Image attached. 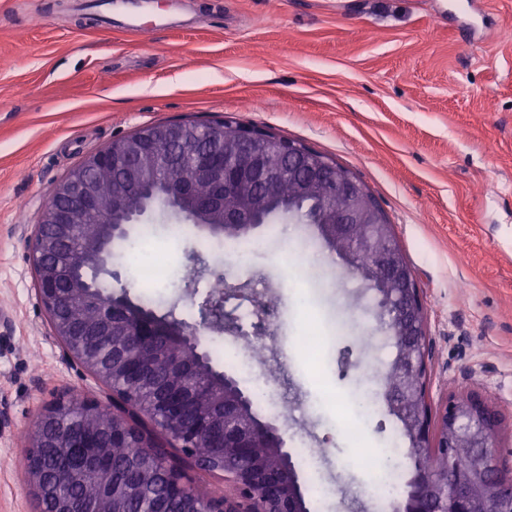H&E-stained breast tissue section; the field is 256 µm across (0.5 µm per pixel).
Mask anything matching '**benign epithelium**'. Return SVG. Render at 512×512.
I'll return each mask as SVG.
<instances>
[{
	"label": "benign epithelium",
	"instance_id": "7a95c632",
	"mask_svg": "<svg viewBox=\"0 0 512 512\" xmlns=\"http://www.w3.org/2000/svg\"><path fill=\"white\" fill-rule=\"evenodd\" d=\"M289 178L300 182L301 190L318 196L322 205L321 223L329 237L340 240L350 235L356 224L368 232L355 242L358 252L370 257L362 272L379 287L390 306L391 335L401 337L399 356L388 372L396 386L384 393L396 412L402 430L414 449L430 448L444 455L465 452L473 465L467 473L427 469L413 464L406 489L392 505V512H472V493L490 485L492 496L484 512H512V464L499 456L501 419L481 396H452L438 411L426 401V391L414 383H426L428 350L424 305L416 276L409 263L393 246L380 250L375 241L391 227L382 209L364 183L345 167L302 143L281 138L270 131L230 120L201 125L195 121L147 125L133 134L112 141L85 156L51 190L40 221L30 237L31 258L37 295L59 341L63 356L80 364L105 385L113 386L112 369L100 366L97 346L112 342L114 336H138L144 340L160 335L152 317L131 316L127 308L112 302V296L95 289V283L77 273L83 267L100 275L108 271L112 248L127 235L126 191L152 179L161 185L160 196L129 220L140 221L156 210L183 216L179 205L191 206L190 223L199 228L218 224H238L250 232L260 196L270 194ZM110 182L114 194L103 197L101 182ZM204 184L208 194L199 197L194 186ZM93 303L105 307L92 319L76 320L71 307ZM232 332L229 314L215 320L205 312L194 324H184L172 332L178 342L200 345L209 332ZM249 398L236 392L226 403L229 420L224 428L209 426L211 418L196 412L199 399L188 400L172 394L163 411L168 425L163 428L172 446L183 449L184 457H162L171 475L172 495L187 490L186 457L193 444L209 432L210 453L224 457V447L242 456L250 454L241 434L233 430L232 418ZM80 407L92 414L98 404L89 399L59 398L48 404L28 436L26 471L39 512H77L74 499L62 496L49 480L50 463L40 456L44 446L43 425L61 413ZM127 395L112 390L113 425L110 433L124 439L130 426L126 421ZM263 428L275 439L277 461L269 467L256 464L245 470L222 474L231 492L212 498L191 512H309L301 478L286 440L276 421ZM73 448L91 449L93 479L103 492L93 512H123L124 491L113 481L120 471L106 448L94 434L71 440ZM53 502L48 510L45 503Z\"/></svg>",
	"mask_w": 512,
	"mask_h": 512
}]
</instances>
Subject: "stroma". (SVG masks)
Listing matches in <instances>:
<instances>
[{"instance_id": "stroma-1", "label": "stroma", "mask_w": 512, "mask_h": 512, "mask_svg": "<svg viewBox=\"0 0 512 512\" xmlns=\"http://www.w3.org/2000/svg\"><path fill=\"white\" fill-rule=\"evenodd\" d=\"M93 0H0V512H37L26 441L61 394L112 409L111 390L65 361L35 291L27 239L55 183L83 157L140 127L229 119L303 143L349 169L394 228L424 301L434 409L476 393L502 416L512 458V0H164L140 36L95 20ZM308 224L250 237V274L277 297L265 375L292 450L311 446L333 482L306 493L310 512H391L366 496L377 479L362 446L388 445L395 420L360 418L358 393L380 399L390 347L375 294ZM184 227L153 252L193 272L192 254L242 282L233 243ZM106 292L163 295L198 319L187 282L133 277L118 246ZM311 277L289 284L288 254ZM320 326L326 371L312 373L296 337ZM347 416L360 433L338 430Z\"/></svg>"}]
</instances>
